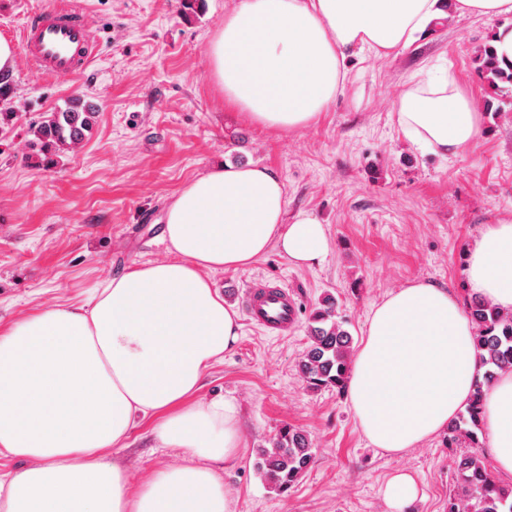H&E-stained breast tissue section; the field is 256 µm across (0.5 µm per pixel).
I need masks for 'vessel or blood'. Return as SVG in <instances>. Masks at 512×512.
<instances>
[{
	"instance_id": "obj_1",
	"label": "vessel or blood",
	"mask_w": 512,
	"mask_h": 512,
	"mask_svg": "<svg viewBox=\"0 0 512 512\" xmlns=\"http://www.w3.org/2000/svg\"><path fill=\"white\" fill-rule=\"evenodd\" d=\"M20 40L30 67L54 76L83 72L96 58L98 43L84 14L71 7L31 13ZM249 321L274 336L291 332L297 321L298 302L291 290L257 281L244 291Z\"/></svg>"
}]
</instances>
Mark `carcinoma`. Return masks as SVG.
<instances>
[{"label":"carcinoma","mask_w":512,"mask_h":512,"mask_svg":"<svg viewBox=\"0 0 512 512\" xmlns=\"http://www.w3.org/2000/svg\"><path fill=\"white\" fill-rule=\"evenodd\" d=\"M481 72L496 87L512 83V62L501 67L493 47L484 49ZM12 78L0 73V137L12 132L20 115L10 110ZM79 100L71 101L64 112H45L29 125L35 139L45 148H71L86 138L95 113L82 111ZM474 326L473 342L479 352L482 377L475 380L465 413L448 428V438L461 435L478 444L477 430L483 423L484 403L490 386L500 372L512 370V312L505 313L481 300L467 304ZM353 338L335 319L334 304L324 300L309 326V346L299 361V372L312 389L338 388L348 380ZM314 463L308 435L291 426L282 427L261 449L255 463L264 481L278 491L290 488ZM458 492L448 504V512H512V489L506 490L490 476L483 458L476 452L454 460Z\"/></svg>","instance_id":"1"}]
</instances>
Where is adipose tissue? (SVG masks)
I'll use <instances>...</instances> for the list:
<instances>
[{"mask_svg":"<svg viewBox=\"0 0 512 512\" xmlns=\"http://www.w3.org/2000/svg\"><path fill=\"white\" fill-rule=\"evenodd\" d=\"M512 15V0H238L206 55L224 100L249 120L294 130L315 121L346 84L355 50L388 55L448 13ZM482 116L453 79L405 91L397 122L441 154L471 144ZM169 260L135 266L79 306L48 307L0 334V449L22 461L0 474V512H233L216 464L244 446L231 400L195 401L213 364L240 336L211 271L278 248L296 265L322 262L325 227L289 216L268 168L226 165L185 184L166 209ZM470 295L512 310V220L485 226L467 253ZM463 299L427 282L392 292L372 312L352 359L348 399L374 447L400 453L447 430L479 369ZM186 464L139 487L111 462L138 419ZM495 469L512 476V372L484 406Z\"/></svg>","mask_w":512,"mask_h":512,"instance_id":"1","label":"adipose tissue"}]
</instances>
